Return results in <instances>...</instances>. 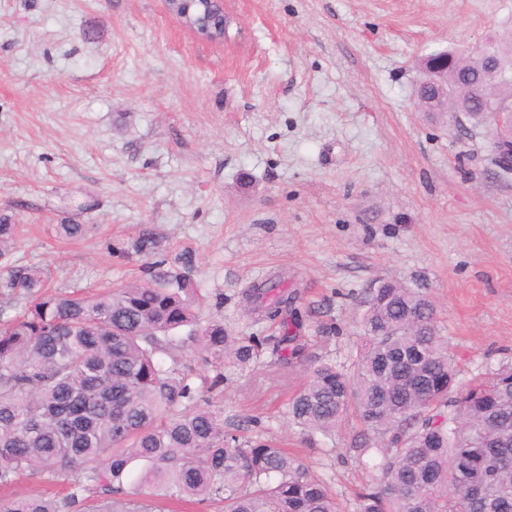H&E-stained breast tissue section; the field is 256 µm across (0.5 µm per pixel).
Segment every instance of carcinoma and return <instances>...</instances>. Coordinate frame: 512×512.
<instances>
[{"label":"carcinoma","mask_w":512,"mask_h":512,"mask_svg":"<svg viewBox=\"0 0 512 512\" xmlns=\"http://www.w3.org/2000/svg\"><path fill=\"white\" fill-rule=\"evenodd\" d=\"M483 50L423 59L421 87L455 99L482 94L454 120L512 129L500 103L512 100V39ZM88 224L64 220L58 238L78 240ZM19 227L0 218V287L24 299L0 310V484L26 473L67 478L61 499L44 493L0 499V512H169L161 498L207 512H342L336 495L303 460L269 441L224 428L221 409L192 386L191 369L172 354V333L196 323L197 288L189 261L165 268L148 229L111 251L149 259L142 279L101 293L50 289V274L15 265ZM250 310L281 319L284 333L231 338L224 324L200 336L216 375L246 365L267 346L287 366L308 358L298 335L297 294L266 279L242 292ZM353 373L332 361L311 367L289 415L303 430L331 434L345 419L350 447L376 457L378 478L357 512H512V367L464 381L437 325L429 294L386 281L370 292Z\"/></svg>","instance_id":"carcinoma-1"}]
</instances>
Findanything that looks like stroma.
<instances>
[{
	"label": "stroma",
	"instance_id": "stroma-1",
	"mask_svg": "<svg viewBox=\"0 0 512 512\" xmlns=\"http://www.w3.org/2000/svg\"><path fill=\"white\" fill-rule=\"evenodd\" d=\"M223 42L165 0H0V215L14 254L66 291L116 288L145 260L110 245L152 229L190 259L198 324L277 336L248 284L296 292L312 352L349 364L364 303L427 289L463 378L512 364V173L490 127L421 111L415 60L512 33V0H224ZM90 225L56 238L61 217ZM224 424L273 438L343 512L377 471L351 422L311 433L288 415L307 366L226 364Z\"/></svg>",
	"mask_w": 512,
	"mask_h": 512
}]
</instances>
